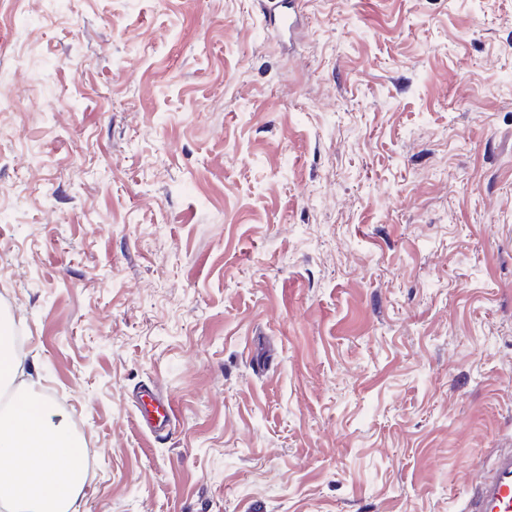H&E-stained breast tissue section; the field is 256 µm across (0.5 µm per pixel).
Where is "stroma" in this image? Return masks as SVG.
Masks as SVG:
<instances>
[{"mask_svg":"<svg viewBox=\"0 0 512 512\" xmlns=\"http://www.w3.org/2000/svg\"><path fill=\"white\" fill-rule=\"evenodd\" d=\"M266 3L0 0V319L85 512H461L512 444V0L287 48ZM138 416L155 438L166 436L175 422V406L173 402L152 390L144 389L138 397Z\"/></svg>","mask_w":512,"mask_h":512,"instance_id":"1","label":"stroma"}]
</instances>
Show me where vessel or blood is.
<instances>
[{"label":"vessel or blood","instance_id":"b4317fda","mask_svg":"<svg viewBox=\"0 0 512 512\" xmlns=\"http://www.w3.org/2000/svg\"><path fill=\"white\" fill-rule=\"evenodd\" d=\"M140 423L157 438L166 436L175 422L173 402L152 390L138 397ZM463 512H512V448L499 450L485 475L472 485Z\"/></svg>","mask_w":512,"mask_h":512}]
</instances>
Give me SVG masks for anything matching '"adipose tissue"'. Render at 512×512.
<instances>
[{"label": "adipose tissue", "instance_id": "obj_1", "mask_svg": "<svg viewBox=\"0 0 512 512\" xmlns=\"http://www.w3.org/2000/svg\"><path fill=\"white\" fill-rule=\"evenodd\" d=\"M85 451L34 395L0 412V506L9 512H84Z\"/></svg>", "mask_w": 512, "mask_h": 512}]
</instances>
